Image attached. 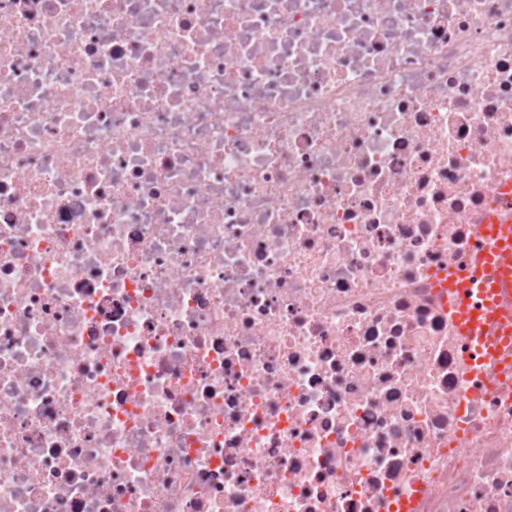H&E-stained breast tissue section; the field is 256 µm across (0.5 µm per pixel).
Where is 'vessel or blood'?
<instances>
[{
  "instance_id": "vessel-or-blood-1",
  "label": "vessel or blood",
  "mask_w": 512,
  "mask_h": 512,
  "mask_svg": "<svg viewBox=\"0 0 512 512\" xmlns=\"http://www.w3.org/2000/svg\"><path fill=\"white\" fill-rule=\"evenodd\" d=\"M484 246L478 253L468 281L449 276L448 286L460 300L452 318L462 336L473 344L470 366L485 371L500 353L490 336L492 324H511L512 308L500 304V293H512V185L502 184L480 229Z\"/></svg>"
}]
</instances>
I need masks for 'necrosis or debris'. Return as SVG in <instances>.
I'll list each match as a JSON object with an SVG mask.
<instances>
[{
    "instance_id": "1",
    "label": "necrosis or debris",
    "mask_w": 512,
    "mask_h": 512,
    "mask_svg": "<svg viewBox=\"0 0 512 512\" xmlns=\"http://www.w3.org/2000/svg\"><path fill=\"white\" fill-rule=\"evenodd\" d=\"M510 177L512 0H0V512H512ZM494 203L486 213L480 228L484 246L476 256L473 274L467 282L448 274V288L460 295L476 297L474 304L456 301L452 318L462 336L473 344L470 366L484 372L500 353V345L490 336L494 323L509 324L506 336L511 335L512 306L500 305L498 294L512 293V191L502 184L494 196Z\"/></svg>"
}]
</instances>
